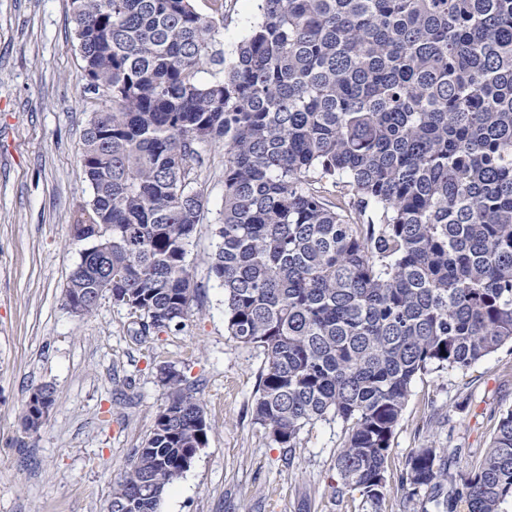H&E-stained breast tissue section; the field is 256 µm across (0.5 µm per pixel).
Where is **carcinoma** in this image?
Returning <instances> with one entry per match:
<instances>
[{
    "mask_svg": "<svg viewBox=\"0 0 512 512\" xmlns=\"http://www.w3.org/2000/svg\"><path fill=\"white\" fill-rule=\"evenodd\" d=\"M256 2L227 53L224 0H70L108 105L84 135L92 194L71 227L91 251L65 297L93 314L107 272L142 332L184 328L204 209L191 175L224 145L209 274L230 339L264 354L254 422L282 448L342 422L334 492L381 512L413 380L512 347V0ZM159 381L112 512H159L208 441L185 375L166 364ZM42 423L26 404V430ZM456 455L416 449L401 486L435 512H512V408L469 472Z\"/></svg>",
    "mask_w": 512,
    "mask_h": 512,
    "instance_id": "1",
    "label": "carcinoma"
}]
</instances>
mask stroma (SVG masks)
Masks as SVG:
<instances>
[{
  "instance_id": "stroma-1",
  "label": "stroma",
  "mask_w": 512,
  "mask_h": 512,
  "mask_svg": "<svg viewBox=\"0 0 512 512\" xmlns=\"http://www.w3.org/2000/svg\"><path fill=\"white\" fill-rule=\"evenodd\" d=\"M101 103L69 0H0V512H108L114 479L165 402L164 364L195 384L210 432L160 512H370L359 493L339 498L332 489L341 422H317L292 451L254 423L264 356L227 336L224 290L208 273L223 147L209 150L196 177L206 203L189 247L197 292L187 325L140 336L136 315L107 295L92 315L70 310L65 287L89 246L71 231L73 211L91 196L81 147ZM44 382L57 403L29 433L25 406ZM509 407L508 349L464 374L418 376L391 442L383 512H427L426 495L409 496L397 481L415 448L457 449L451 469L466 470Z\"/></svg>"
}]
</instances>
